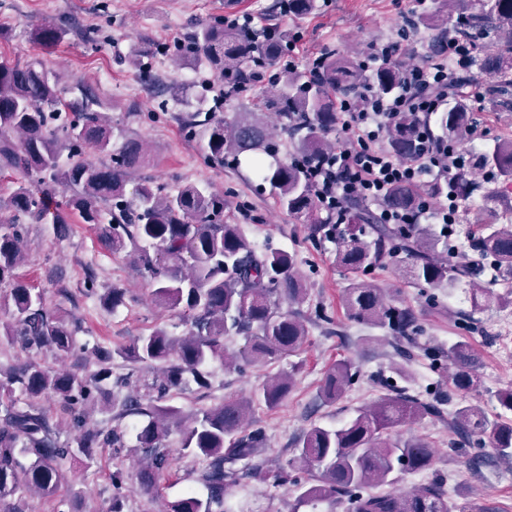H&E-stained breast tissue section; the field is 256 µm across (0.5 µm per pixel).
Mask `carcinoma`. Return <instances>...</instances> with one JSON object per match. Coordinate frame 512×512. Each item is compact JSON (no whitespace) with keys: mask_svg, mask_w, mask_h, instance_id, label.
Masks as SVG:
<instances>
[{"mask_svg":"<svg viewBox=\"0 0 512 512\" xmlns=\"http://www.w3.org/2000/svg\"><path fill=\"white\" fill-rule=\"evenodd\" d=\"M316 8V0H288V13L294 16H307ZM449 20L448 16L425 15L417 23L435 30L441 42L448 37ZM466 20L475 39L471 64L497 79L498 90L490 95L488 105L505 107L501 96L512 91V0H476ZM65 34L50 23L35 29L36 38L45 45L59 43ZM280 55L279 41H259L217 22L200 26L178 58L204 60L218 80L232 71L234 80L240 81L253 61L261 58L274 65ZM318 70V78L306 80L283 72L279 82L288 91L262 93L259 101L234 113L229 121L209 115L195 121L205 159L218 165L224 164L226 156L238 165L248 162L259 185L288 214L310 225L312 236L335 234L336 265L355 274L345 291L348 313L360 323L390 329L408 346L413 341L408 334L415 322L413 313L393 306L383 289L359 277L390 256L403 254L411 260L409 265H400L398 272L415 284L454 288L468 280L475 312L492 305H512V204L504 205L500 214L490 206L512 188V138H500L491 148L473 154L475 168L496 175L497 185L492 188L460 173L418 188L395 186L390 192L388 204L396 208L411 205L419 195L441 198L451 194L466 201L477 194L488 204L484 233L471 245L475 257L452 267L441 257L448 252V238L431 224L411 228L377 224L360 201L349 202L345 224L321 216L306 170L278 157L268 131V113L287 119L296 154L314 159L336 148L326 133L336 127L337 97H354L366 85L390 96L399 91L402 79L396 64L382 65L368 75L361 64L334 51L321 55ZM66 93L56 75L39 62H0V168L24 176L48 172L64 192L58 199L39 185L21 182L8 199L0 198V212L10 213V218H0V283L12 281L23 261L20 217L63 224L65 214L74 211L84 223L98 226L100 237L112 251L130 247L137 252L152 298L178 311L186 333L177 337L155 329L125 347L97 346L91 351L97 367L88 375L52 371L37 363L7 373L0 381V502L23 491L52 496L65 480L62 460L78 453L90 460L94 448L121 445L117 430L85 427L86 407L104 395L105 385L112 381V362L119 357L157 369L152 382L146 384V393L112 399L116 417H144L136 428L144 461L135 474L140 487L154 489L168 469L164 440L173 426L183 428L181 451L205 460L196 482L206 496L188 491L170 502L167 512H231L229 494L251 478L270 479L275 487L293 486L292 512L344 499L351 512H473L448 498L442 477L407 493L390 489L398 478L429 469L434 449L422 438L393 442L389 430L426 416H443L440 399L424 401L385 381L387 393L358 409L343 426L313 425L303 431L293 456L272 475L261 458L265 433L249 428V415L256 398L267 408H276L291 388L292 375L268 381L254 398L229 397L190 415L167 402L170 391L191 382L208 388L207 366L213 361L239 369L298 350L308 330L291 306L303 302L306 284L293 254L259 252L239 225L224 223L226 201L219 191L187 185L168 193L140 184L134 190V204H129L128 178L149 162L142 142L128 138L112 149V122L100 111L99 98L86 88L69 100ZM64 112L71 116L62 118ZM471 124V106L461 97L438 111L434 119L441 133L461 140ZM388 146L401 157L411 155L407 121L390 131ZM65 149L69 159L62 165L59 159ZM488 270L496 272L504 292L480 285ZM285 304L289 309H283ZM2 307L13 316L3 335L35 352L62 355L74 350L77 325L55 317L35 289L14 284L9 293H0ZM232 336L243 337L245 344L231 356L224 340ZM448 358L459 367L453 377L457 390L480 386L472 372L475 357L468 343L450 345ZM352 368L349 360L336 363L320 387L319 398L326 403L340 399ZM45 395L65 404L72 425L79 430L73 442L59 444L48 418L32 403ZM450 424L463 438H477L495 457L512 460L511 422L464 401L451 413ZM294 472L306 473L308 478L298 480L292 477ZM126 480L121 472L112 474L110 512H124Z\"/></svg>","mask_w":512,"mask_h":512,"instance_id":"1","label":"carcinoma"}]
</instances>
